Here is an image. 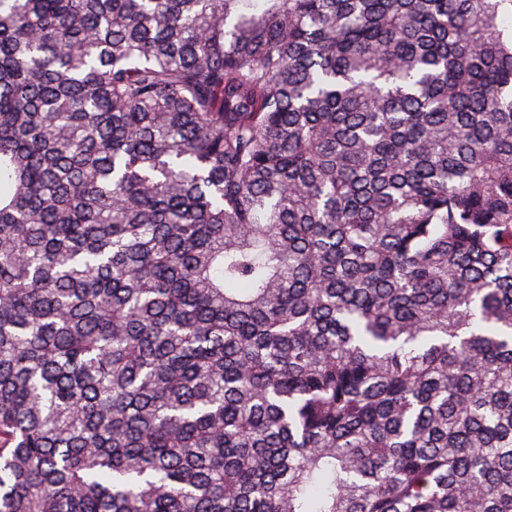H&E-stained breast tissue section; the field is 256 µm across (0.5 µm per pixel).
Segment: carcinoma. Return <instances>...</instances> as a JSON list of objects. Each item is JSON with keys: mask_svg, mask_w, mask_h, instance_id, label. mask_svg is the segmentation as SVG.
<instances>
[{"mask_svg": "<svg viewBox=\"0 0 512 512\" xmlns=\"http://www.w3.org/2000/svg\"><path fill=\"white\" fill-rule=\"evenodd\" d=\"M0 512H512V0H0Z\"/></svg>", "mask_w": 512, "mask_h": 512, "instance_id": "1", "label": "carcinoma"}]
</instances>
